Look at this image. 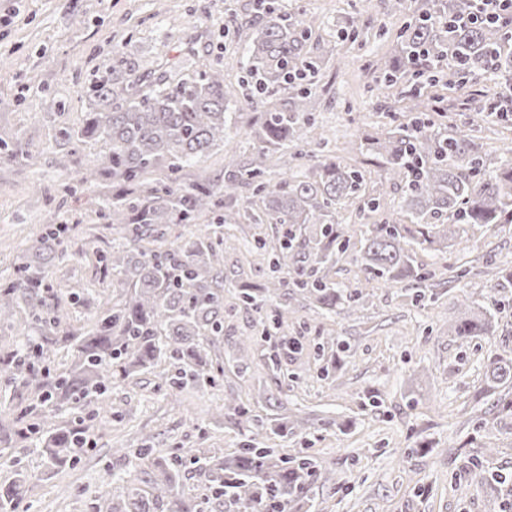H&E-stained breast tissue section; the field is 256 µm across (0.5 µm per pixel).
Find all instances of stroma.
Returning a JSON list of instances; mask_svg holds the SVG:
<instances>
[{
    "label": "stroma",
    "mask_w": 512,
    "mask_h": 512,
    "mask_svg": "<svg viewBox=\"0 0 512 512\" xmlns=\"http://www.w3.org/2000/svg\"><path fill=\"white\" fill-rule=\"evenodd\" d=\"M410 3L275 0L290 17L316 20L307 49L324 62L310 84L317 101L310 134L323 137L326 153L360 167L375 184L385 177L383 164L359 145L364 134L405 119L400 86L385 85L380 77ZM258 15L257 0H0V134L40 153L33 165L0 162V283L14 279L21 259L35 254L46 225L70 224L73 243L86 255L49 267L48 276L62 292L92 293L91 303L71 307L72 327L90 328L95 311L111 306L120 293L103 278L98 262L112 233L90 228V199L62 194L69 173L54 159L57 129L83 125L87 103L81 89L99 69L155 78L190 44L197 52L180 57L183 75L220 64L225 84L238 86L249 40L240 23ZM22 84L27 92L21 97ZM504 84L503 77L478 73L449 102L441 121L445 131L472 127L492 163L512 144V121H484L481 109L500 100ZM52 100L57 107L51 112ZM228 109L234 118L223 146L199 160L214 177L223 176L226 155L250 156L255 145L251 131L259 111L233 100ZM358 208L349 202L336 211L350 248L331 275L340 285L363 288L367 302L328 314L293 296L288 336L300 348L280 355L279 370L268 366L272 344L257 335L255 312L238 300L241 289L266 285L268 258L254 238L270 231L243 212L226 231L221 262L227 313L224 335L212 351L224 363L220 386L170 391L164 365L114 382L90 407L98 422L88 431L85 454L78 462L52 466L39 453L23 452L12 425L33 391L0 376V485L15 480L12 459L18 455L30 476L14 512H105L95 491L115 471H127L130 484L149 493L150 464L131 469L112 454L139 447L146 438L161 452L180 446L232 454L242 434L224 405L246 394L264 395L256 407L264 419L281 413L308 424V434L274 437L269 444L287 453L309 448L326 473L327 483L312 492L314 512H498L489 489L461 492L456 485L463 460L481 452L480 431L498 448L496 466L512 470V419L499 413L497 397L485 384L491 359L512 350V290L492 287L493 274L512 266V226L475 225L468 229L467 249L418 253V261L435 271L441 292L422 303L414 286L367 280L357 251L367 225L382 216ZM462 293L495 309L493 335L465 341L449 335ZM332 336L348 348L337 352L336 371L321 378L317 348Z\"/></svg>",
    "instance_id": "obj_1"
}]
</instances>
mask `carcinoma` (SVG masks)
<instances>
[{"instance_id":"cac0c4a2","label":"carcinoma","mask_w":512,"mask_h":512,"mask_svg":"<svg viewBox=\"0 0 512 512\" xmlns=\"http://www.w3.org/2000/svg\"><path fill=\"white\" fill-rule=\"evenodd\" d=\"M473 7L472 0H415L397 36L396 65L383 81L390 86L402 78L411 82L405 94L407 120L364 140L366 150L382 158L389 179L399 181L397 201L386 199L382 189H368L362 170L324 153L306 132L315 100L303 82L320 66L305 51L316 26L313 17L290 23L270 9L259 23L246 22L253 32L250 65L239 84L241 103L257 110L283 90L291 95L287 108L261 113L254 131L259 146L248 160L225 164L221 181L200 167L188 180L184 171L224 142L231 87L224 84L223 69L193 77L164 74L150 81L118 78L106 70L95 78L85 90L89 112L84 124L63 126L56 133V162L66 170L78 162L84 143H101L91 164L63 183L62 190L69 196H91L97 218L112 228V247L98 259L103 272L123 285L121 299L96 315L92 330L66 327L69 309L58 299L47 267L57 260H77L84 252L63 246V231L54 224L42 232L40 262L19 265L16 277L0 286V324L12 322L22 306L38 331L37 337L28 336L0 355V373L35 390V404L16 419L27 450L41 452L52 465L75 461L86 429H58L49 418L77 403H92L107 384L134 372L167 364L172 368L167 383L177 390L191 386L207 391L224 379V364L211 355L224 335V238L192 233L172 242L168 234L170 225L196 224L207 214L218 224L235 223L236 213L224 210V200L238 190L250 191L243 206L255 211V223L275 226L271 238L255 240V248L270 255L266 287L244 288L238 297L259 313L256 332L266 339L288 328V303L262 313L276 296L298 293L327 310L361 303L362 289L339 288L329 276L350 246L335 222L336 208L346 200H361L373 212L404 214L403 221L387 217L367 225L359 258L369 278L416 283L419 300L436 294L428 290L433 274L416 262L418 252L443 253L450 241L462 244L470 224H512V160L492 167L470 129L442 132L434 120L436 100L426 91L449 56L460 77L485 70L512 75V52H503L512 32L499 25L448 26L450 18L465 16ZM287 142L296 144L298 158L311 174L278 180L266 176L268 154ZM35 158V151L0 136V160L29 163ZM97 172L125 192L112 194L97 182ZM460 306L452 335L466 340L492 330L490 310H476L466 296ZM50 345L71 350L67 371L54 375L43 365ZM486 384L490 391L509 387L499 395L497 408L512 417V353L491 361ZM225 410L247 436L233 457L226 459L219 450L190 456L183 448H172L152 462L149 497L128 484L125 473L114 472L96 490L107 512H155L159 507L194 512L180 493L186 462L209 478L203 503L213 497L234 503L237 512H311L312 486L329 477L302 448L281 455L276 448L259 446L251 398H237ZM153 451L145 439L139 448H114L112 454L134 467ZM496 454L492 442H483V459L467 463L463 479L467 487L494 490L503 504L500 512H512V473L487 467ZM27 480L19 467L13 484L0 489V512H12Z\"/></svg>"}]
</instances>
